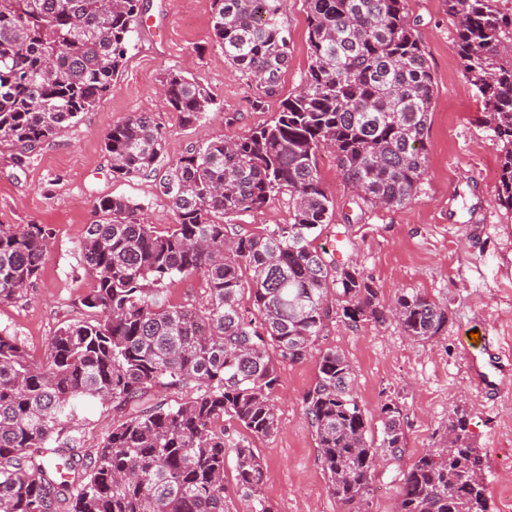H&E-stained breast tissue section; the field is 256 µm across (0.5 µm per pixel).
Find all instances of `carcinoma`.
Instances as JSON below:
<instances>
[{"instance_id":"1","label":"carcinoma","mask_w":512,"mask_h":512,"mask_svg":"<svg viewBox=\"0 0 512 512\" xmlns=\"http://www.w3.org/2000/svg\"><path fill=\"white\" fill-rule=\"evenodd\" d=\"M141 2L0 0L1 148L33 151L97 106L125 62ZM284 2L215 0V46L251 81L256 107L278 96L288 66ZM497 2L444 0L464 74L501 146L498 202L512 212V11ZM305 3L308 68L273 123L193 146L171 164L159 182L175 216L165 231L125 197L98 201L82 245L86 318L59 328L44 360L0 332V512H233L231 457L244 512H274L259 492L260 456L224 440L219 422L257 438L277 432V365L311 354L329 294L345 319H391L416 342L447 323L445 310L412 288L382 304L358 268L326 260L316 246L334 207L316 167L320 148H334L345 181L375 206H407L426 175L434 81L405 0ZM161 91L185 125L215 106L180 72L165 74ZM163 140L144 113L112 126L103 140L112 175L156 171ZM280 193L292 200L289 223L235 230V218ZM50 236L45 224H0V304L36 285ZM177 276L201 277L205 301L170 304L166 285ZM246 291L249 317L239 304ZM158 388L188 396L165 406L152 402ZM94 399L112 403L120 419L91 451L64 424ZM304 403L341 512H368L375 459L405 450L399 407H381L374 436L352 367L334 349L320 354ZM470 425L471 410L455 406L439 445L401 473L396 512H488Z\"/></svg>"}]
</instances>
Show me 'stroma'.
<instances>
[{"mask_svg": "<svg viewBox=\"0 0 512 512\" xmlns=\"http://www.w3.org/2000/svg\"><path fill=\"white\" fill-rule=\"evenodd\" d=\"M144 5L125 63L98 106L35 150L0 151V224H45L52 230L30 299L0 304V332L17 337L38 361L58 328L84 317L81 299L91 278L83 267L82 241L98 200L127 197L142 207L155 230H166L174 216L157 184L169 164L190 146L271 123L281 99L297 89L308 68L304 0H288L285 6L291 60L279 97L260 108L252 104L247 77L213 44V0H144ZM406 10L434 78L424 136L427 173L407 207H372L346 183L334 149L321 148L317 170L334 214L316 244L328 258L357 265L382 303L414 288L443 306L448 321L437 336L416 342L395 322L354 325L335 309L312 356L281 365L273 394L279 430L250 439L264 462L260 492L275 512H341L303 403L315 383V355L329 348L348 358L373 430L381 428L384 403L394 402L402 412L406 448L400 461L381 463L369 512H395L399 471L438 442L461 399L473 411V443L486 460L489 510L512 512V212L496 202L500 147L485 124L481 95L463 74L455 22L443 0H406ZM170 71L205 87L217 111L183 125L157 92ZM136 113L149 114L161 127L163 152L154 173L118 179L103 139L113 125ZM291 213L289 197L282 194L237 223L242 232L260 234L288 223ZM474 330L499 352L488 370L495 388L486 393L472 382L460 342ZM116 418L109 404L80 407L73 425L84 448L100 446Z\"/></svg>", "mask_w": 512, "mask_h": 512, "instance_id": "35a3bbf8", "label": "stroma"}]
</instances>
